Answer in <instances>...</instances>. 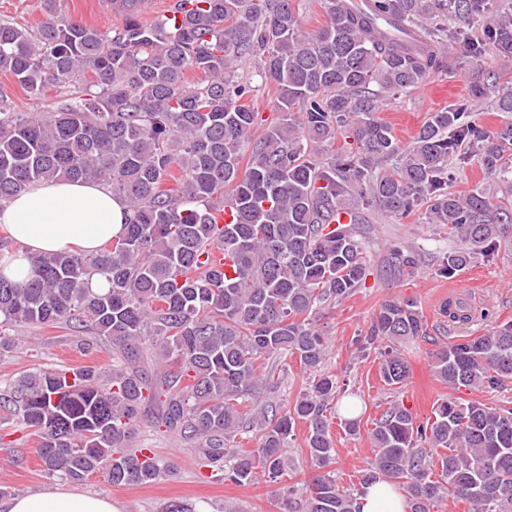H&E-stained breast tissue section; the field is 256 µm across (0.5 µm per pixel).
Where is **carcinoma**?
<instances>
[{"label":"carcinoma","instance_id":"obj_1","mask_svg":"<svg viewBox=\"0 0 512 512\" xmlns=\"http://www.w3.org/2000/svg\"><path fill=\"white\" fill-rule=\"evenodd\" d=\"M56 2L45 0L34 31L0 20V71L42 106L23 115L0 92V203L33 182H99L130 219L95 252L45 253L30 278L0 276V328L64 324L122 363L25 374L0 388V408L40 438L47 474L79 482L101 471L115 485L148 484L170 469L134 444L142 407L157 400L166 431L241 485L260 476L281 483L292 469L284 448L304 424L316 474L305 498L282 494L285 512H356V494L329 470L327 412L335 401L348 413L357 404L321 372L327 346L313 316L362 285V204L394 221L424 206L430 223L448 226L461 246L441 259V277L497 259L512 231V87L492 75L469 89L506 114L496 129L459 100L404 145L379 112L385 96L451 70L452 44L473 59L491 48L512 61V12L497 0H324L325 24L304 34L296 0H176L173 17L129 18L108 35ZM250 58L276 88L277 116L259 137V113L245 102L252 88L234 76ZM343 134L350 147L321 158ZM473 161L503 186L499 194L451 190L452 171ZM226 201L237 220L220 227L209 210ZM341 210L349 223H338ZM419 263L401 248L387 258L398 273ZM95 275L106 291L88 288ZM440 314L460 327L475 317L459 301L443 302ZM425 336L418 302L393 297L353 345L359 358L379 357L396 390L410 375L399 346ZM149 346L172 360L158 380L140 367ZM290 356L320 377L289 407L259 404L266 365ZM432 368L452 393L423 422L390 402L371 430L375 453L360 483L402 490L407 512H431L445 498L512 512V408L457 395L512 381V321L439 346ZM247 426L258 428L257 448L234 449Z\"/></svg>","mask_w":512,"mask_h":512}]
</instances>
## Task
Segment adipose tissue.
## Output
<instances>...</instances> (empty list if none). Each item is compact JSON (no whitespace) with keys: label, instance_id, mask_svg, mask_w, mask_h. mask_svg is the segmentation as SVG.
<instances>
[{"label":"adipose tissue","instance_id":"obj_1","mask_svg":"<svg viewBox=\"0 0 512 512\" xmlns=\"http://www.w3.org/2000/svg\"><path fill=\"white\" fill-rule=\"evenodd\" d=\"M125 203L101 183L59 179L28 185L0 205V225L18 243L14 253L0 256V275L27 279L41 254L80 248L94 251L125 230ZM0 512H121L111 498L66 489L14 497Z\"/></svg>","mask_w":512,"mask_h":512}]
</instances>
